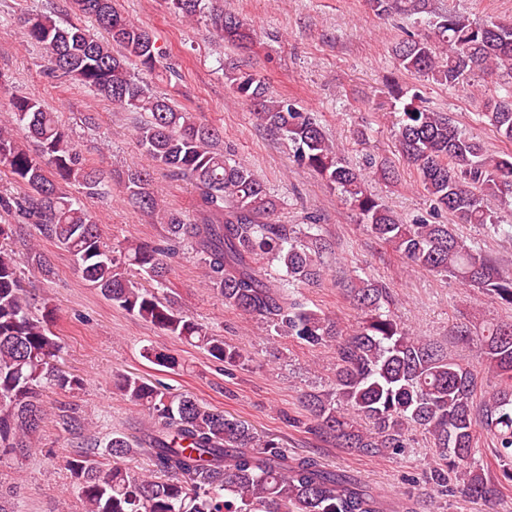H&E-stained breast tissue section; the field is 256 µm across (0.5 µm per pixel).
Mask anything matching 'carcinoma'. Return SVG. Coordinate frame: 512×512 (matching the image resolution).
I'll list each match as a JSON object with an SVG mask.
<instances>
[{
  "instance_id": "cac0c4a2",
  "label": "carcinoma",
  "mask_w": 512,
  "mask_h": 512,
  "mask_svg": "<svg viewBox=\"0 0 512 512\" xmlns=\"http://www.w3.org/2000/svg\"><path fill=\"white\" fill-rule=\"evenodd\" d=\"M71 2L73 16L66 21L27 15L23 37L42 46L48 77L71 81L117 108L146 116L137 129L141 149L194 183L199 218L164 209L150 170L129 166L118 176L121 192L132 207L164 224L165 243L105 240L83 198L111 196L112 180L82 159L56 113L17 94L9 97L8 110L25 140L14 134L16 128L0 127V168L28 193L0 197V207L15 209L23 223L55 239L74 257L82 279L112 304L235 367L245 361L241 351L180 313L165 293L176 249L189 246L207 286L224 304L281 336L335 347V386L305 397L319 436L338 448L377 457L407 447L411 432L421 430L439 461L430 474L434 488L446 494L460 480L469 498L492 502L500 478L512 481V321L494 323L481 334L482 363L498 378L499 388L477 408L480 371L410 335L392 311L386 285L361 277L346 282L360 320L352 333H343L310 308L301 292V286L323 277L325 246L312 233L311 245L301 244L293 228L272 222L276 201L254 170L215 148L220 131L153 90L151 80L171 67L152 34L128 20L115 0ZM166 2L187 18L204 15L207 5V0ZM367 3L378 15L412 16L426 6L425 0ZM210 21L227 43L243 46L252 40L230 13H214ZM392 52L398 69L450 89L502 68L512 78V22L478 23L448 11L428 22L424 32H405ZM227 79L265 127L292 144L300 164L349 198L375 238L411 265L454 277L512 309V272L467 246L449 224L400 219L368 190L362 170L327 139L311 113L274 95L264 80L240 69L227 73ZM387 87L403 101L396 148L418 173L432 211L448 213L455 224L500 231L499 211L512 205V153L489 152L478 135L448 113L423 105L419 94L406 102L407 91L398 82ZM484 108L478 121L511 144L512 90L489 96ZM17 230L16 224H0L1 458L24 456L32 448L45 420V386L74 392L84 385L57 366L61 346L50 329L55 308L46 303L36 313L24 294L17 258L7 248ZM261 259L278 262L285 274L270 280L258 266ZM142 273L145 284L137 279ZM143 358L169 369L178 366L173 354L153 346L144 347ZM117 388L150 417L143 444L167 478L130 475L124 460L137 449L114 433L101 451L77 453L68 462L83 512H384L381 496L354 477L328 469L316 456H288L279 443L191 395L136 375L120 379ZM479 427L496 442L499 477L472 465Z\"/></svg>"
}]
</instances>
